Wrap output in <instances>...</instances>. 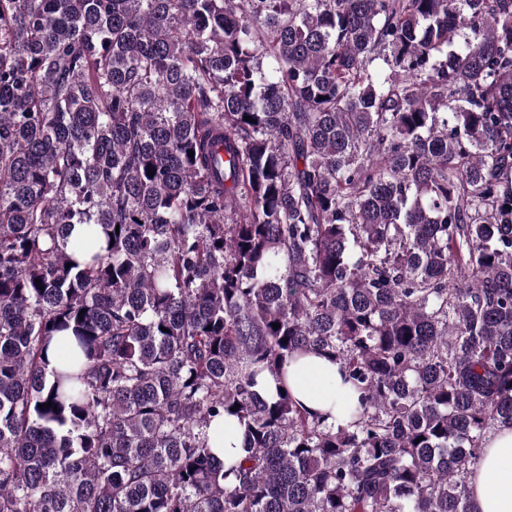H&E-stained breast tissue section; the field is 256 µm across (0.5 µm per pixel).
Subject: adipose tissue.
<instances>
[{
    "label": "adipose tissue",
    "instance_id": "obj_1",
    "mask_svg": "<svg viewBox=\"0 0 512 512\" xmlns=\"http://www.w3.org/2000/svg\"><path fill=\"white\" fill-rule=\"evenodd\" d=\"M285 379L293 397L308 410L337 424L347 418L350 391L341 383L340 366L307 354L288 364ZM472 512H512V428L503 427L486 440L480 463L470 479Z\"/></svg>",
    "mask_w": 512,
    "mask_h": 512
}]
</instances>
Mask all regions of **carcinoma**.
Returning a JSON list of instances; mask_svg holds the SVG:
<instances>
[{
    "label": "carcinoma",
    "instance_id": "obj_1",
    "mask_svg": "<svg viewBox=\"0 0 512 512\" xmlns=\"http://www.w3.org/2000/svg\"><path fill=\"white\" fill-rule=\"evenodd\" d=\"M503 426L512 0H0V512H470ZM286 382L293 397L308 410L335 425L347 419L350 391L341 384L340 366L325 357L307 354L288 364ZM210 434L215 440L216 454L221 461L237 459L243 454V433L232 419L213 421Z\"/></svg>",
    "mask_w": 512,
    "mask_h": 512
}]
</instances>
